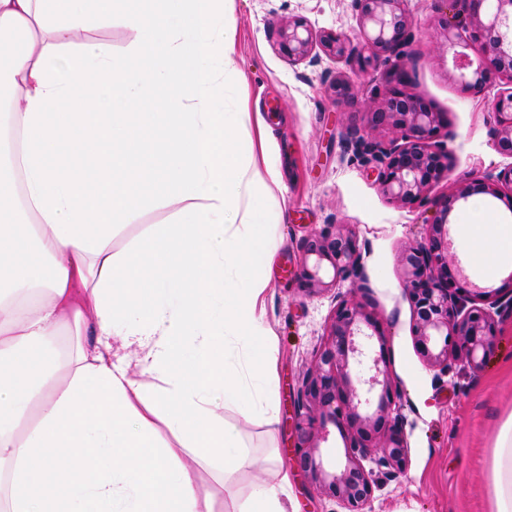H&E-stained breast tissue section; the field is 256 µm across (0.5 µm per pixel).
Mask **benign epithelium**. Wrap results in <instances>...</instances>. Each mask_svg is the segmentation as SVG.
Returning <instances> with one entry per match:
<instances>
[{"label": "benign epithelium", "mask_w": 512, "mask_h": 512, "mask_svg": "<svg viewBox=\"0 0 512 512\" xmlns=\"http://www.w3.org/2000/svg\"><path fill=\"white\" fill-rule=\"evenodd\" d=\"M408 0H354L359 17L356 40L336 33L313 34L301 18L278 30L279 52L291 62L315 60L314 45L333 56L355 58L369 64L382 57L399 56L411 37ZM463 18L444 22L448 48L478 47L481 58L460 54V77L465 88L479 91L495 78L512 83V0H448ZM363 126L347 128V147L380 164L383 193L405 204L424 203L427 190L448 179V152L434 141L445 126L443 115L408 93L402 79L391 74L383 95L370 101L362 115ZM495 146L512 157V91L497 104ZM391 130L396 138L388 144L372 142L366 131ZM512 187V166L481 183L484 192L499 198L502 186ZM469 187L440 204L428 236L402 254V265L415 308V336L428 360L448 366V351L464 358L473 371L484 365L497 335V321L475 303L482 292L466 288L448 273V212L453 201L466 199ZM305 257H316L313 269L303 271L309 291L325 290L329 283L319 276L326 260L333 278L354 275L358 288L367 290L362 255L355 234L342 226L333 235L312 237L303 244ZM384 339L368 305L351 297L340 300L328 327V338L317 352L300 390L305 419H297V464L316 488L339 499L347 512H366L374 492L387 481L403 475L408 445L403 420L396 409L399 394L393 388L384 355L371 356L368 342ZM346 422L344 469L330 472L316 455L315 441L326 439L327 424Z\"/></svg>", "instance_id": "1"}]
</instances>
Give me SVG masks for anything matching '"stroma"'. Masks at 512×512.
<instances>
[{
    "instance_id": "1",
    "label": "stroma",
    "mask_w": 512,
    "mask_h": 512,
    "mask_svg": "<svg viewBox=\"0 0 512 512\" xmlns=\"http://www.w3.org/2000/svg\"><path fill=\"white\" fill-rule=\"evenodd\" d=\"M228 8L237 31L235 65L245 76L252 106L273 130L271 147L280 156L283 177L266 200L275 219L270 230L281 245L261 271L269 281L262 312L277 349L278 411L272 417L258 410L245 420L225 410V420L239 425L253 458L226 480L225 505L243 502L254 484L276 481L278 470L285 468L291 475L286 508L346 512L293 463L297 389L326 340L338 300L356 289L353 279L333 281L326 266L320 275L331 289L306 292L302 245L310 237L334 234L344 224L355 233L363 256L370 308L385 336L384 344L371 349L383 351L401 394L409 448L405 476L375 491L372 512H495L488 472L500 430L512 421V316L500 317L481 371L454 356L447 367L431 365L414 334L401 256L428 235L436 203L512 164L494 147L496 103L512 82L497 78L482 92L464 90L441 27L449 15L447 0H409V45L401 56L364 69L323 53L314 64L292 63L275 44L278 26L297 17L315 32L354 36V0H230ZM393 71L404 72L406 90L442 113L448 124L438 143L450 157L449 178L432 185L421 204H402L385 195L375 161L356 156L343 144L349 123L359 118ZM338 79L351 86L350 97L337 98L332 85ZM470 205V200L458 201L448 216L455 264L468 282L489 289V301H505L512 296V256L490 274L477 266L474 247L460 231Z\"/></svg>"
}]
</instances>
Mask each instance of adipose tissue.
Returning a JSON list of instances; mask_svg holds the SVG:
<instances>
[{"label": "adipose tissue", "instance_id": "ef3b65f1", "mask_svg": "<svg viewBox=\"0 0 512 512\" xmlns=\"http://www.w3.org/2000/svg\"><path fill=\"white\" fill-rule=\"evenodd\" d=\"M116 24L122 55L90 36ZM236 52L224 0H0V512H223L197 471L249 458L224 409L275 412L255 273L280 160L237 137ZM158 205L171 222L114 250ZM463 230L481 263L512 252L482 199ZM488 480L512 512V425ZM288 485L235 512H285Z\"/></svg>", "mask_w": 512, "mask_h": 512}]
</instances>
